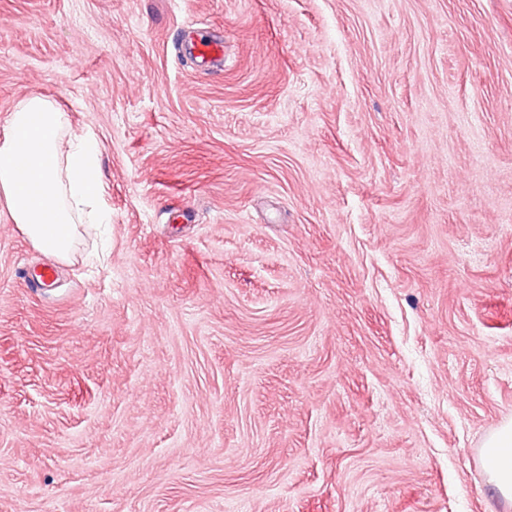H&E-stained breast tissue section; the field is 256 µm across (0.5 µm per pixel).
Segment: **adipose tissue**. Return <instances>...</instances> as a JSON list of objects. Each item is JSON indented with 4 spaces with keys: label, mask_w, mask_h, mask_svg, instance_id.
Segmentation results:
<instances>
[{
    "label": "adipose tissue",
    "mask_w": 512,
    "mask_h": 512,
    "mask_svg": "<svg viewBox=\"0 0 512 512\" xmlns=\"http://www.w3.org/2000/svg\"><path fill=\"white\" fill-rule=\"evenodd\" d=\"M0 198L32 246L65 261L77 249L83 225L111 224L104 199L96 137L75 134L54 101H18L0 133ZM494 491L512 501V420L481 445Z\"/></svg>",
    "instance_id": "adipose-tissue-1"
}]
</instances>
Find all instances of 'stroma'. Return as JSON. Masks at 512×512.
<instances>
[{
    "label": "stroma",
    "instance_id": "1",
    "mask_svg": "<svg viewBox=\"0 0 512 512\" xmlns=\"http://www.w3.org/2000/svg\"><path fill=\"white\" fill-rule=\"evenodd\" d=\"M30 95L112 224L0 199V512H512V0H0ZM189 53L201 66H211L221 60L224 54V46L207 36H199L189 46ZM490 483L494 491L512 501V420L500 423L481 445Z\"/></svg>",
    "mask_w": 512,
    "mask_h": 512
}]
</instances>
